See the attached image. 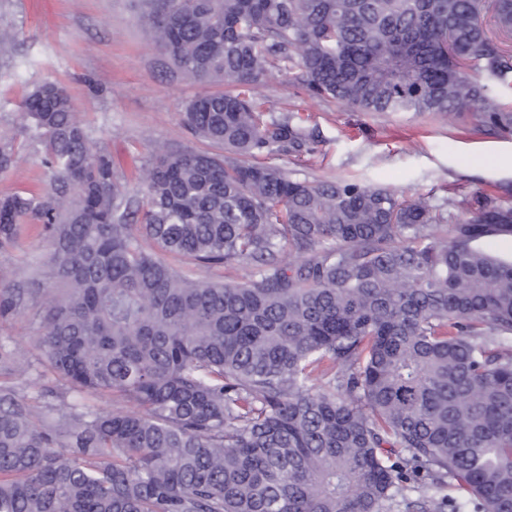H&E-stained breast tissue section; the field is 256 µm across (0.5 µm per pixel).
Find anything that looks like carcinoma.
I'll list each match as a JSON object with an SVG mask.
<instances>
[{"mask_svg":"<svg viewBox=\"0 0 512 512\" xmlns=\"http://www.w3.org/2000/svg\"><path fill=\"white\" fill-rule=\"evenodd\" d=\"M174 67L222 83L183 125L224 154L159 151L126 195L67 89L25 116L50 187L0 196V249L42 226L41 319L78 402L0 393V512H512V205L475 196L451 235L429 199L298 181L270 161L319 130L262 88L297 63L312 95L358 112L512 110V0H142ZM297 258L283 262L281 255ZM243 266L193 279L165 260ZM20 296L0 289V317ZM453 484L465 496L409 497Z\"/></svg>","mask_w":512,"mask_h":512,"instance_id":"1","label":"carcinoma"}]
</instances>
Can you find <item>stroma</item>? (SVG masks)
Segmentation results:
<instances>
[{
	"label": "stroma",
	"instance_id": "1",
	"mask_svg": "<svg viewBox=\"0 0 512 512\" xmlns=\"http://www.w3.org/2000/svg\"><path fill=\"white\" fill-rule=\"evenodd\" d=\"M3 29L15 39L0 49V141L18 151L0 171V194L49 185L21 108L26 93L46 80L67 87L93 146L111 153L130 196L142 197L157 149H202L181 114L208 86L185 78L156 46L141 0H0ZM264 93L320 131L313 154L278 157L290 178L407 190L445 205L458 220L475 195L512 202V135L488 134L472 114L356 112L310 96L293 70L272 78ZM48 253L46 236L31 225L0 249V288L25 291L19 313L0 318V345L14 353L0 366V387L25 405L63 410L77 395L36 345L41 303L28 292Z\"/></svg>",
	"mask_w": 512,
	"mask_h": 512
}]
</instances>
